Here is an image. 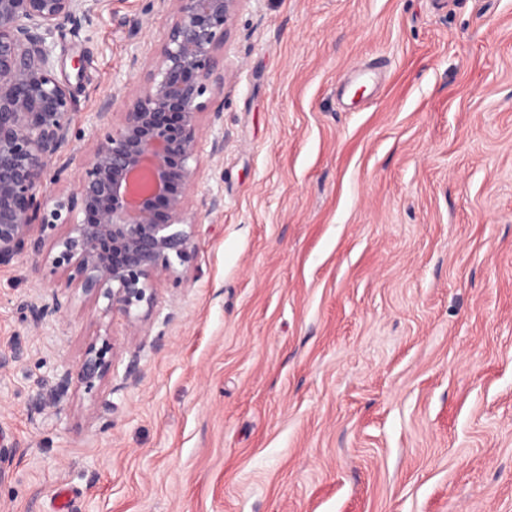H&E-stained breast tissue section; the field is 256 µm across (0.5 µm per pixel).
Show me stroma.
I'll list each match as a JSON object with an SVG mask.
<instances>
[{"mask_svg":"<svg viewBox=\"0 0 512 512\" xmlns=\"http://www.w3.org/2000/svg\"><path fill=\"white\" fill-rule=\"evenodd\" d=\"M147 7L54 34L49 199L166 39ZM199 164L224 205L140 335L78 288L33 324L53 280L0 267V512H512V0H243ZM105 339L97 396L54 397ZM62 297H66L63 300ZM68 311V297L64 291H55L51 295V300L41 305H31L27 307L29 318L36 324L50 321L51 319H60L66 315Z\"/></svg>","mask_w":512,"mask_h":512,"instance_id":"1","label":"stroma"}]
</instances>
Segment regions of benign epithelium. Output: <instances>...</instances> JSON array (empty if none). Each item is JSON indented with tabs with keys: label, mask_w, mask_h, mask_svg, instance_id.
<instances>
[{
	"label": "benign epithelium",
	"mask_w": 512,
	"mask_h": 512,
	"mask_svg": "<svg viewBox=\"0 0 512 512\" xmlns=\"http://www.w3.org/2000/svg\"><path fill=\"white\" fill-rule=\"evenodd\" d=\"M90 0H0V266L28 258L64 287L80 288L127 318L133 335L157 282L185 263L195 243L192 210L203 115L223 123L224 40L243 0H158L171 25L145 63L122 111L106 102L94 117L75 191L45 212L44 188L66 170L72 140L69 82L55 77L57 31L91 23ZM65 232L54 235L58 224ZM51 244H46V239ZM65 292L27 307L36 324L68 311ZM113 346L90 347L59 386L76 374L93 393L112 367Z\"/></svg>",
	"instance_id": "obj_1"
}]
</instances>
